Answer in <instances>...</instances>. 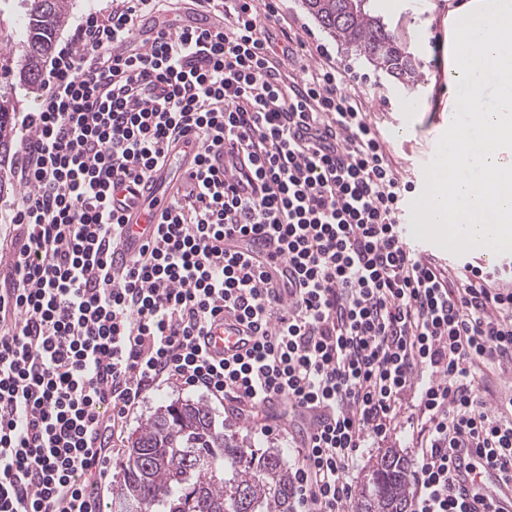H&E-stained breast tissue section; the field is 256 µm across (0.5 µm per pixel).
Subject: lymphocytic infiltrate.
Wrapping results in <instances>:
<instances>
[{"label":"lymphocytic infiltrate","mask_w":512,"mask_h":512,"mask_svg":"<svg viewBox=\"0 0 512 512\" xmlns=\"http://www.w3.org/2000/svg\"><path fill=\"white\" fill-rule=\"evenodd\" d=\"M174 0H111L51 60L18 120L21 197L0 237V512H100L104 463L151 388L201 390L250 420L268 399L321 414L291 471L293 512H344L362 448L419 428L411 512H494L459 472L512 482V286L420 256L401 234L412 189L330 61L290 71L275 0H192L207 28L141 17ZM197 144V170L171 150ZM227 154L229 180L210 163ZM167 167L176 188L120 274L112 191ZM264 235L296 276L228 241ZM259 339L229 362L199 343L216 315Z\"/></svg>","instance_id":"f902f5d3"}]
</instances>
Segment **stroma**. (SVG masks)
Instances as JSON below:
<instances>
[{"label": "stroma", "mask_w": 512, "mask_h": 512, "mask_svg": "<svg viewBox=\"0 0 512 512\" xmlns=\"http://www.w3.org/2000/svg\"><path fill=\"white\" fill-rule=\"evenodd\" d=\"M466 0H364L365 11L381 16L385 27L413 53L421 74L417 86L407 87L323 30L305 10L301 0H281L279 12L286 19L292 38L310 51H324L348 79L353 92L364 101L370 118L377 124L393 159L409 180L419 181V166L433 158L436 145L448 127V111L456 91L448 84V42L454 19ZM303 56V63L311 58ZM226 433L237 435L247 445L261 449L284 448L287 436L259 438L253 423L236 419L231 404H209ZM419 435L412 427L396 430L366 449L353 473L354 485H361L370 466L386 449L394 448L407 460H414Z\"/></svg>", "instance_id": "obj_1"}]
</instances>
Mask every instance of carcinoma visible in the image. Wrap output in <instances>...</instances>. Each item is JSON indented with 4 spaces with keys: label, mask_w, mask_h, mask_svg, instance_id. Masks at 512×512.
Instances as JSON below:
<instances>
[{
    "label": "carcinoma",
    "mask_w": 512,
    "mask_h": 512,
    "mask_svg": "<svg viewBox=\"0 0 512 512\" xmlns=\"http://www.w3.org/2000/svg\"><path fill=\"white\" fill-rule=\"evenodd\" d=\"M24 3L23 63L0 48V71L19 84L41 85L43 65L69 17L68 0ZM320 27L356 55L405 84L419 81L414 57L380 18L351 0H303ZM15 102L0 86V158L13 147ZM287 451L261 453L224 433L203 404L192 399L160 406L131 439L113 491L121 512H291ZM353 499L352 512H410L406 457L394 448L377 457Z\"/></svg>",
    "instance_id": "1"
}]
</instances>
